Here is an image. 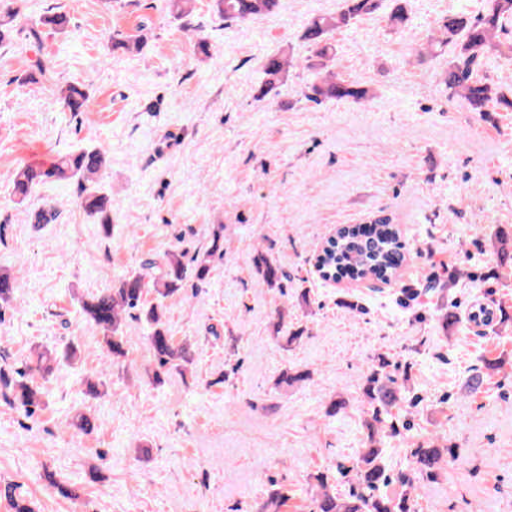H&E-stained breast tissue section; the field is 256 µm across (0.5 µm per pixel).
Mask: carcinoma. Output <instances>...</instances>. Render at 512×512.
Listing matches in <instances>:
<instances>
[{
  "mask_svg": "<svg viewBox=\"0 0 512 512\" xmlns=\"http://www.w3.org/2000/svg\"><path fill=\"white\" fill-rule=\"evenodd\" d=\"M385 0H339L336 13L316 16L308 21L302 33L308 55L301 66L309 72L311 79L300 90L308 102L322 104L329 101H352L357 103L371 99L369 89L354 80L344 78L332 68L336 58V47L332 34L339 29H349L364 16L383 9ZM388 21L393 27L406 25L409 16L403 0H392ZM279 0H215V11L226 21H254L273 14ZM22 15L9 4H0V44L6 41L19 26ZM26 26L32 36L39 35V28L46 26L57 32L70 27V17L64 12L45 14L27 20ZM512 26V0H484L481 13L473 15L467 11L450 13L440 19V45L448 47V68L442 84L452 99L461 96L471 112H486L489 105L508 112L512 111V90L480 75L485 59L491 54L512 59V42L499 40L500 34ZM145 40L142 36H127L112 40V49L126 52L142 51ZM293 62L279 53L270 54L262 63L266 76L258 100L278 88L287 68ZM63 106L70 112H83L89 106V95L77 85H69L61 91ZM105 152L99 147L83 148L61 156L51 166L27 165L13 176V192L24 201L35 189L48 182L75 181L80 186V204L90 216L99 218L103 226L110 224V199L99 193L96 180L105 167ZM224 227L212 234L208 249L201 255L185 260V254L167 252L148 258L141 263V270L127 273L110 288L101 289L81 301V308L88 321L103 332V341L114 357L126 356L122 313L134 311L136 319L144 322L148 329V342L157 363L155 381L162 382V375L179 363L192 361L190 348L174 342L165 319V300L176 295L183 283L194 278L204 281L211 272V262L224 259ZM399 241L398 230L386 218L375 221V233L370 241L362 238L360 228L354 225L337 232L336 240L328 242L323 250L324 264L330 272L346 273L357 278H372L382 283L390 280L402 266L405 255ZM498 262H512V236L502 231L496 238ZM257 275L269 288L281 287L285 275L279 266L264 255L253 258ZM18 282L12 274L0 268V301L12 299ZM153 298L146 299L147 293ZM284 312H278L274 325L276 337L286 346L299 342L304 330L284 331ZM470 320L478 324H489L494 320L493 309L486 303L476 302L471 309ZM393 364L384 357L371 365L361 389L365 404L363 427L365 438L351 466L354 481L348 491L336 493V474L327 469L314 475L319 493L313 500V512H416L414 481L430 477L443 465L454 460V449L440 445L431 438L411 443L407 449L411 472L399 479L402 490L397 494L384 491L390 483L385 465L384 440L401 434L403 424L393 413L401 401L402 387L392 370ZM501 368V360L485 362L484 370L473 374L467 385L469 392L481 391L485 377ZM4 496L11 512H33L25 497L16 493V488H5ZM290 499L288 486L271 482L266 499L257 512H280Z\"/></svg>",
  "mask_w": 512,
  "mask_h": 512,
  "instance_id": "carcinoma-1",
  "label": "carcinoma"
}]
</instances>
